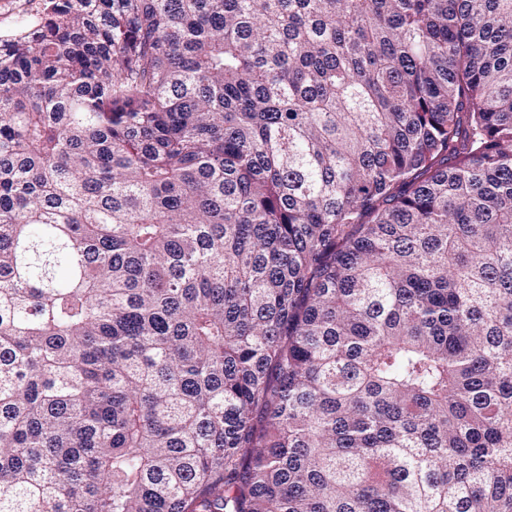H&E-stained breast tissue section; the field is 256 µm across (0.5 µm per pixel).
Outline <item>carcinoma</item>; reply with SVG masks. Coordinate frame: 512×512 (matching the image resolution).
Here are the masks:
<instances>
[{
  "label": "carcinoma",
  "instance_id": "1",
  "mask_svg": "<svg viewBox=\"0 0 512 512\" xmlns=\"http://www.w3.org/2000/svg\"><path fill=\"white\" fill-rule=\"evenodd\" d=\"M51 2L0 512H512V0Z\"/></svg>",
  "mask_w": 512,
  "mask_h": 512
}]
</instances>
